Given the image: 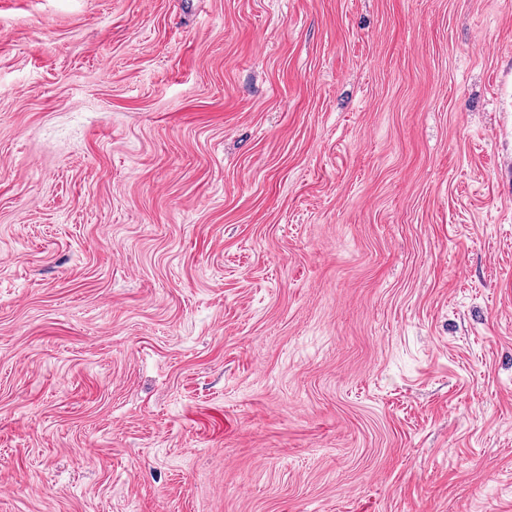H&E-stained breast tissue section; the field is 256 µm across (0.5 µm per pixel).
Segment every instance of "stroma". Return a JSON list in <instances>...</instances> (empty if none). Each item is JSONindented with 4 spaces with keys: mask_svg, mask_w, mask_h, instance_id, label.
Instances as JSON below:
<instances>
[{
    "mask_svg": "<svg viewBox=\"0 0 512 512\" xmlns=\"http://www.w3.org/2000/svg\"><path fill=\"white\" fill-rule=\"evenodd\" d=\"M0 512H512V0H0Z\"/></svg>",
    "mask_w": 512,
    "mask_h": 512,
    "instance_id": "obj_1",
    "label": "stroma"
}]
</instances>
